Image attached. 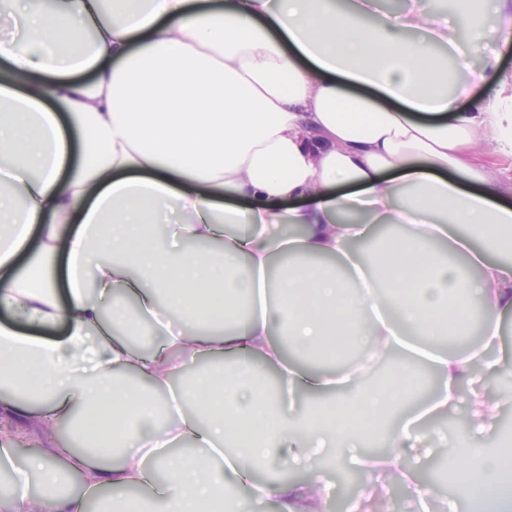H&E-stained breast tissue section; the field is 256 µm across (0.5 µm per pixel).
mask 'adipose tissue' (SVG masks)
Wrapping results in <instances>:
<instances>
[{
  "label": "adipose tissue",
  "instance_id": "adipose-tissue-1",
  "mask_svg": "<svg viewBox=\"0 0 512 512\" xmlns=\"http://www.w3.org/2000/svg\"><path fill=\"white\" fill-rule=\"evenodd\" d=\"M454 2L448 21L378 0H0V384L36 401L17 427L44 446L20 469L0 433V512H85L104 488L106 512H306L309 485L260 470L352 448L365 473L447 449L473 512H512L483 442L504 370L435 342L477 309L494 343L512 312V176L473 151L512 153V0ZM375 225L400 235L352 253ZM146 319L151 354L129 343ZM349 351L426 364L428 401L363 389ZM185 355L200 368L176 391ZM302 389L327 400L299 410ZM460 409L455 436L429 428Z\"/></svg>",
  "mask_w": 512,
  "mask_h": 512
}]
</instances>
